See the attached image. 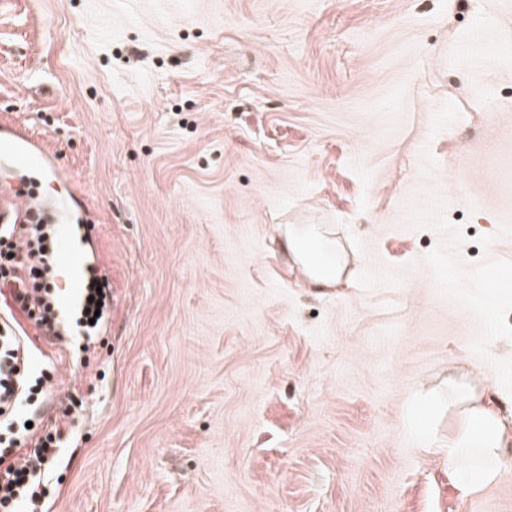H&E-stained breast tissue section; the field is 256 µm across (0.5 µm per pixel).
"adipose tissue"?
<instances>
[{
	"label": "adipose tissue",
	"mask_w": 512,
	"mask_h": 512,
	"mask_svg": "<svg viewBox=\"0 0 512 512\" xmlns=\"http://www.w3.org/2000/svg\"><path fill=\"white\" fill-rule=\"evenodd\" d=\"M280 243L311 288L350 283L354 275L345 245L327 224H287ZM448 468L463 492H475L512 470L503 450L512 442V416L503 414L490 389L448 385Z\"/></svg>",
	"instance_id": "ef3b65f1"
}]
</instances>
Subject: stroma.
<instances>
[{
  "label": "stroma",
  "mask_w": 512,
  "mask_h": 512,
  "mask_svg": "<svg viewBox=\"0 0 512 512\" xmlns=\"http://www.w3.org/2000/svg\"><path fill=\"white\" fill-rule=\"evenodd\" d=\"M113 276L44 344L43 512H512L448 472V373L512 411V0H0V128ZM331 224L353 283L279 244ZM1 156L12 159L18 166L35 165L52 171V156L39 143L31 140L20 126L8 127L0 132ZM98 286H101V293L97 292ZM107 287L108 284L101 285L96 281L86 280L85 288H82V299L75 309L79 315L75 323L79 329L80 335H84L82 337L84 339L86 338L88 341L97 335L105 322L112 301L110 288ZM89 296H93L92 302L88 301ZM97 301H101V306H96ZM96 309H100V315L98 317H94ZM92 318H95L94 324H90L89 322V319ZM73 335H76L78 340H80L81 336L79 334Z\"/></svg>",
  "instance_id": "35a3bbf8"
}]
</instances>
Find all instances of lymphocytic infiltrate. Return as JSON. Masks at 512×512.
Returning a JSON list of instances; mask_svg holds the SVG:
<instances>
[{
	"label": "lymphocytic infiltrate",
	"instance_id": "f902f5d3",
	"mask_svg": "<svg viewBox=\"0 0 512 512\" xmlns=\"http://www.w3.org/2000/svg\"><path fill=\"white\" fill-rule=\"evenodd\" d=\"M54 235L50 224L0 225V253L8 265L0 273V310L9 315L8 321L0 323V447L12 448L28 439L34 442L24 457L0 466V512H39L48 492L47 478L62 454L60 433L40 429L33 422V409L45 399L50 375L19 368L16 356L21 345L20 319L49 332L55 329L58 292L37 283L35 276L40 269L50 277L56 274L50 266ZM82 294L76 326L90 339L104 324L112 297L109 288L93 280L86 283Z\"/></svg>",
	"mask_w": 512,
	"mask_h": 512
}]
</instances>
